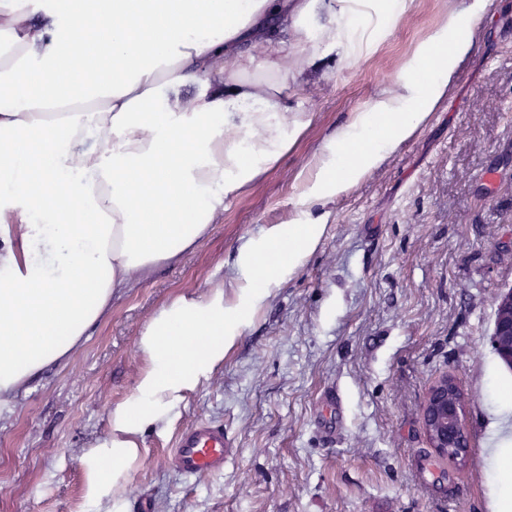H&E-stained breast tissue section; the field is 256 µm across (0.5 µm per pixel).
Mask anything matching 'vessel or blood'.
I'll return each mask as SVG.
<instances>
[{"instance_id":"b4317fda","label":"vessel or blood","mask_w":512,"mask_h":512,"mask_svg":"<svg viewBox=\"0 0 512 512\" xmlns=\"http://www.w3.org/2000/svg\"><path fill=\"white\" fill-rule=\"evenodd\" d=\"M235 457L234 441L223 424L201 421L180 432L170 453V465L190 478L220 473Z\"/></svg>"}]
</instances>
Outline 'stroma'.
<instances>
[{"label":"stroma","mask_w":512,"mask_h":512,"mask_svg":"<svg viewBox=\"0 0 512 512\" xmlns=\"http://www.w3.org/2000/svg\"><path fill=\"white\" fill-rule=\"evenodd\" d=\"M473 0H404L320 12L336 46L320 51L289 109L310 125L276 168L232 195L180 263L112 298L71 357L0 411V512H87L78 458L109 431L144 363L138 340L164 304L238 276L240 248L299 210L324 144L410 73L417 46ZM471 43L428 124L325 203L317 249L274 286L224 363L186 394L171 427L144 437L128 505L150 512H495L501 473L483 451L512 369L491 345L496 297L512 287V0H482ZM467 398L471 462L436 461L421 424L442 375ZM213 420L237 455L184 480L168 450Z\"/></svg>","instance_id":"35a3bbf8"}]
</instances>
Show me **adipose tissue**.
Wrapping results in <instances>:
<instances>
[{
    "label": "adipose tissue",
    "instance_id": "obj_1",
    "mask_svg": "<svg viewBox=\"0 0 512 512\" xmlns=\"http://www.w3.org/2000/svg\"><path fill=\"white\" fill-rule=\"evenodd\" d=\"M317 2L0 0V409L85 340L113 295L195 250L225 198L287 153L309 120L283 94L303 92L319 46L336 44L332 24L310 38ZM460 21L450 14L414 73L325 144L297 217L249 242L237 279L176 296L145 325L135 388L80 459L89 512H125L144 433L170 423L315 251L327 217L313 208L426 124L469 47ZM501 401L488 454L508 475L512 386Z\"/></svg>",
    "mask_w": 512,
    "mask_h": 512
}]
</instances>
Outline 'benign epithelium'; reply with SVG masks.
<instances>
[{"label":"benign epithelium","instance_id":"7a95c632","mask_svg":"<svg viewBox=\"0 0 512 512\" xmlns=\"http://www.w3.org/2000/svg\"><path fill=\"white\" fill-rule=\"evenodd\" d=\"M503 336L512 337V314L495 321L491 337L492 347L512 362V345L500 342ZM456 383L444 375L428 389L422 409V422L427 444L434 455L451 456L459 465L470 456L466 423V401L455 396Z\"/></svg>","mask_w":512,"mask_h":512}]
</instances>
